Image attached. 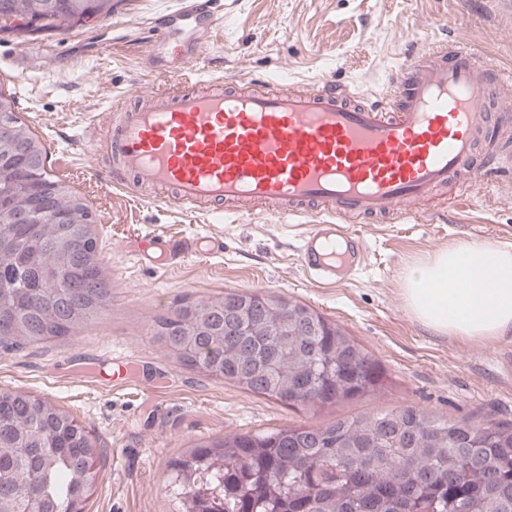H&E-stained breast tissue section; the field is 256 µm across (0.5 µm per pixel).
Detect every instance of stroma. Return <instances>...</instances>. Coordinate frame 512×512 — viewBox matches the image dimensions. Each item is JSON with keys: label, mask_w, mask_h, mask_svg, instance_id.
<instances>
[{"label": "stroma", "mask_w": 512, "mask_h": 512, "mask_svg": "<svg viewBox=\"0 0 512 512\" xmlns=\"http://www.w3.org/2000/svg\"><path fill=\"white\" fill-rule=\"evenodd\" d=\"M110 19L51 35L0 32V92L50 154L52 171L90 205L112 280V305L67 339L0 356V389L52 399L96 438L104 454L87 512H176L170 464L200 441L274 427L415 406L450 419L512 421V335H438L408 312L400 279L415 260L452 244L512 247V89L502 123L485 138L504 165L437 192L394 224L351 222L366 258L343 287L322 286L302 269L301 225L242 211L224 222L138 198L104 183L94 160L114 96L133 90L138 107L177 70L180 39L160 41L154 25L179 0H116ZM221 23L207 39L206 64L245 77L264 72L306 82L327 77L375 99L405 55L464 40L481 60L512 72V0H218ZM153 236H220L224 250L169 266L139 254ZM261 290L307 304L371 351L384 390L323 409L283 407L179 365L153 334L155 319L183 298ZM128 369L129 388L105 377Z\"/></svg>", "instance_id": "obj_1"}]
</instances>
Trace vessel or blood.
Returning a JSON list of instances; mask_svg holds the SVG:
<instances>
[{
    "instance_id": "1",
    "label": "vessel or blood",
    "mask_w": 512,
    "mask_h": 512,
    "mask_svg": "<svg viewBox=\"0 0 512 512\" xmlns=\"http://www.w3.org/2000/svg\"><path fill=\"white\" fill-rule=\"evenodd\" d=\"M165 32H190L175 91L152 104L112 103L107 131L110 184L186 211L220 216L234 202H264L283 220L305 218L300 260L314 281L332 286L364 261L363 239L341 220L370 216L396 223L434 189L478 177L477 150L487 104L505 82L495 67L455 43L406 57L388 96L356 101L346 85L322 78L308 92L251 91L216 78L197 62L215 19L206 0H184ZM220 237L170 240L168 261L222 252Z\"/></svg>"
}]
</instances>
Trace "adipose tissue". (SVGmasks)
<instances>
[{"label":"adipose tissue","instance_id":"ef3b65f1","mask_svg":"<svg viewBox=\"0 0 512 512\" xmlns=\"http://www.w3.org/2000/svg\"><path fill=\"white\" fill-rule=\"evenodd\" d=\"M410 313L426 329L467 338L512 333V249L451 245L412 265L402 281Z\"/></svg>","mask_w":512,"mask_h":512}]
</instances>
